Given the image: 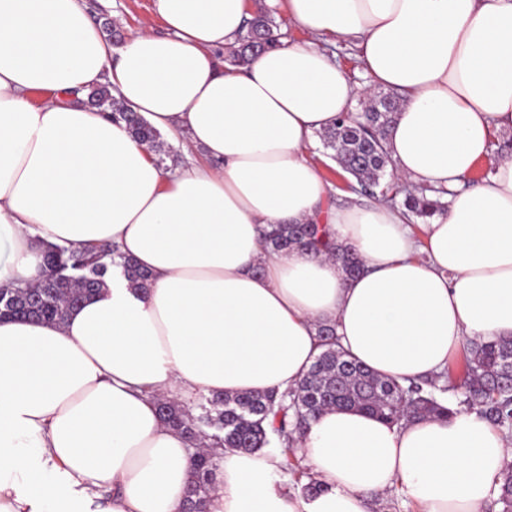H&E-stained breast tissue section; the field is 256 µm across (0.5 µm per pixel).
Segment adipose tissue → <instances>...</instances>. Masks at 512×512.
<instances>
[{"label":"adipose tissue","instance_id":"adipose-tissue-1","mask_svg":"<svg viewBox=\"0 0 512 512\" xmlns=\"http://www.w3.org/2000/svg\"><path fill=\"white\" fill-rule=\"evenodd\" d=\"M311 39L236 70L247 0H153L165 28L114 47L79 0H0V287L36 282L41 244L113 245L151 275L105 288L63 324L0 321V512H180L192 444L161 397L296 387L318 327L399 381L443 370L467 341L512 338V0H285ZM348 42L365 83L325 47ZM108 85L166 143L179 174L125 122L63 99ZM396 91L384 147L407 189L448 206L415 238L384 200L328 204L309 149L367 98ZM46 92L37 103L34 92ZM492 171L472 174L481 162ZM327 225L362 260L269 254L267 224ZM323 492L292 488L277 453L223 448L207 512H370L396 488L419 512H487L512 438L474 411L389 425L351 409L297 443Z\"/></svg>","mask_w":512,"mask_h":512}]
</instances>
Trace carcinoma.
<instances>
[{"mask_svg": "<svg viewBox=\"0 0 512 512\" xmlns=\"http://www.w3.org/2000/svg\"><path fill=\"white\" fill-rule=\"evenodd\" d=\"M282 33L272 10L264 7L245 22L226 61L244 67L260 52L279 44ZM88 98L103 114L122 120L135 139L157 149L156 162L165 164L168 150L160 134L143 118L113 97L105 86L92 89ZM394 92L379 93L365 111L348 113L319 132L324 147L344 172L355 178L360 192L382 187L381 195L395 201L389 184L383 183L389 165L384 138L398 112ZM401 206L416 217L427 218L444 209L440 199L425 193H408ZM265 243L272 254L288 250L325 252L342 264L346 276L360 273L362 263L352 247L325 238L316 224H271ZM123 267L131 286L146 288L150 276L130 257L106 247L50 245L43 252V265L51 276L29 290L24 286L0 288V318H21L62 323L69 312L104 285L108 264ZM324 351L297 387L284 392L260 391L229 395L201 394L200 414L195 416L177 402L160 398L161 418L203 452L195 455L191 478L184 492L182 512H206L213 490V448H236L245 452L280 448L288 452L304 433L310 419L333 408H351L389 423L426 417H447L453 409L474 410L494 426L512 434V339L472 342L464 357L463 373L453 375L448 367L423 381L401 383L381 377L347 357L337 346L335 328L319 326ZM296 485L316 494L321 485L298 465ZM498 502L502 512H512V462L502 473Z\"/></svg>", "mask_w": 512, "mask_h": 512, "instance_id": "carcinoma-1", "label": "carcinoma"}]
</instances>
